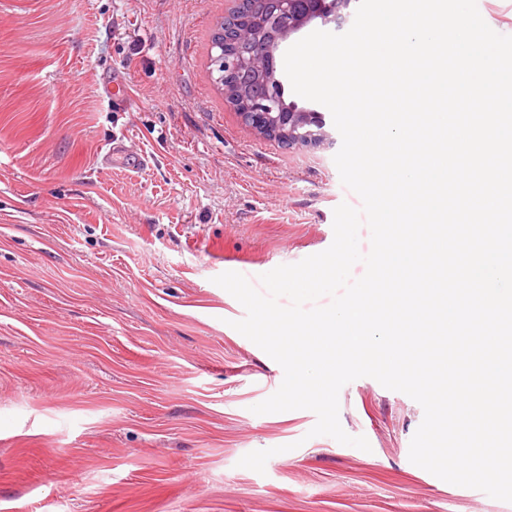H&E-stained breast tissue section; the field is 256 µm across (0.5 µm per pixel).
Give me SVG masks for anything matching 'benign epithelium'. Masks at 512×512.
Returning a JSON list of instances; mask_svg holds the SVG:
<instances>
[{
    "instance_id": "obj_1",
    "label": "benign epithelium",
    "mask_w": 512,
    "mask_h": 512,
    "mask_svg": "<svg viewBox=\"0 0 512 512\" xmlns=\"http://www.w3.org/2000/svg\"><path fill=\"white\" fill-rule=\"evenodd\" d=\"M353 0H259L258 12L246 0H233L234 12L217 22L212 63L220 87L247 94L245 125L261 137L270 135L293 147L335 144L319 112L288 102L278 74L277 52L292 36L311 25L341 29L351 16Z\"/></svg>"
}]
</instances>
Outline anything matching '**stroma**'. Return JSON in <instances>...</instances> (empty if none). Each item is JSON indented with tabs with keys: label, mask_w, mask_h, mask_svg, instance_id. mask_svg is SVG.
<instances>
[{
	"label": "stroma",
	"mask_w": 512,
	"mask_h": 512,
	"mask_svg": "<svg viewBox=\"0 0 512 512\" xmlns=\"http://www.w3.org/2000/svg\"><path fill=\"white\" fill-rule=\"evenodd\" d=\"M229 6L0 0V512H512L413 464L424 411L373 378L339 394L366 451L311 436L312 411L252 413L284 371L215 277L323 252L361 200L335 149L262 139L226 102ZM121 134L138 172L100 164Z\"/></svg>",
	"instance_id": "35a3bbf8"
}]
</instances>
